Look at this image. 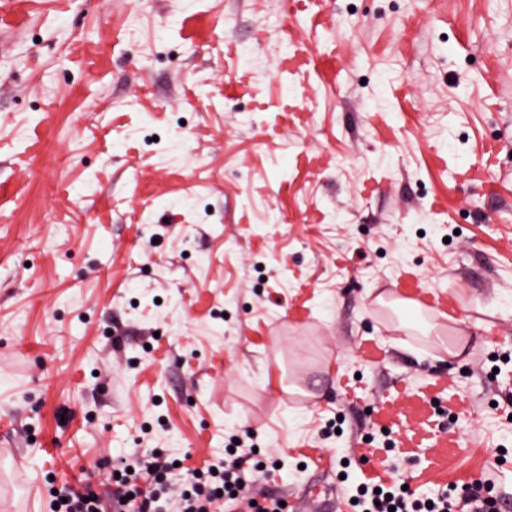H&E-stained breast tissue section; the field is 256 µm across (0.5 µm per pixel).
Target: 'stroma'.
Instances as JSON below:
<instances>
[{"mask_svg": "<svg viewBox=\"0 0 512 512\" xmlns=\"http://www.w3.org/2000/svg\"><path fill=\"white\" fill-rule=\"evenodd\" d=\"M510 353L512 0H0V512L248 432L292 512L512 495ZM372 479L378 480L361 483L358 487V496L354 498L357 503H353V507L361 508L360 512H390L389 507L392 506H395L393 512H469L468 509L482 508L486 502L482 495L469 492L467 488L462 490V494L453 495L457 486L437 500H410L404 495L405 492L398 491L382 475ZM361 488H365L364 493H361ZM375 488L380 489L379 494L374 493ZM375 501L380 502V506H376Z\"/></svg>", "mask_w": 512, "mask_h": 512, "instance_id": "1", "label": "stroma"}]
</instances>
